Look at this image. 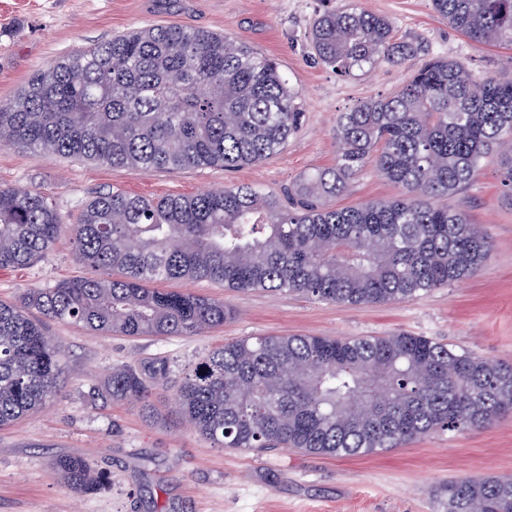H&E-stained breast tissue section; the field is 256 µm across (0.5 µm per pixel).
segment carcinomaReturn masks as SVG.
<instances>
[{
	"instance_id": "obj_1",
	"label": "carcinoma",
	"mask_w": 512,
	"mask_h": 512,
	"mask_svg": "<svg viewBox=\"0 0 512 512\" xmlns=\"http://www.w3.org/2000/svg\"><path fill=\"white\" fill-rule=\"evenodd\" d=\"M469 39L512 47V0H431ZM315 57L344 78L418 55L392 21L329 9L310 31ZM304 118L300 92L248 44L177 25L135 29L59 58L0 102V142L114 168L180 171L259 165ZM332 166L283 193L231 185L147 199L91 200L69 239L103 272L0 302V426L43 408L66 385L65 349L34 320L131 338L200 336L235 315L224 301L147 284L208 280L349 305L402 301L476 275L488 227L441 200L499 159L512 187V76H474L460 61H425L392 95L340 113ZM400 194L336 208L368 164ZM63 232L48 194L0 188V269L26 266ZM163 360L112 368L91 400L136 401L156 417ZM175 412L219 448L354 457L437 432L480 429L512 413V363L428 336H259L226 342L181 378ZM78 495L106 478L83 457L53 463ZM441 512H512V475L451 479Z\"/></svg>"
}]
</instances>
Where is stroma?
Masks as SVG:
<instances>
[{
    "label": "stroma",
    "instance_id": "obj_1",
    "mask_svg": "<svg viewBox=\"0 0 512 512\" xmlns=\"http://www.w3.org/2000/svg\"><path fill=\"white\" fill-rule=\"evenodd\" d=\"M358 6L391 19L398 40L422 46L423 56L343 78L313 55L309 32L326 8ZM178 24L249 42L274 58L303 97L305 122L261 166L181 171L112 168L0 144V187L50 194L64 227L102 192L147 198L192 195L229 184L278 191L313 168L333 165V130L341 112L359 101L390 95L424 56L463 61L474 75L499 74L512 49L469 40L434 13L430 0H0V100L17 93L58 58L136 28ZM399 189L366 168L336 207L396 196ZM448 206L486 225L493 250L477 275L414 299L348 306L261 289L236 290L209 281L167 282L171 291L224 300L235 315L200 336L126 338L50 321V336L67 347L61 394L17 423L0 428V512H437L433 493L453 478L512 474V413L481 430L437 433L402 447L336 458L290 448L263 453L214 447L172 411L183 372L225 342L255 336H386L408 332L512 363V193L497 159H486ZM94 271L76 257L68 236L27 267L0 270V300L17 304L44 288ZM162 357L170 365L158 389L155 418L133 402L92 403L89 389L116 365ZM88 457L106 472V487L71 492L52 463Z\"/></svg>",
    "mask_w": 512,
    "mask_h": 512
}]
</instances>
